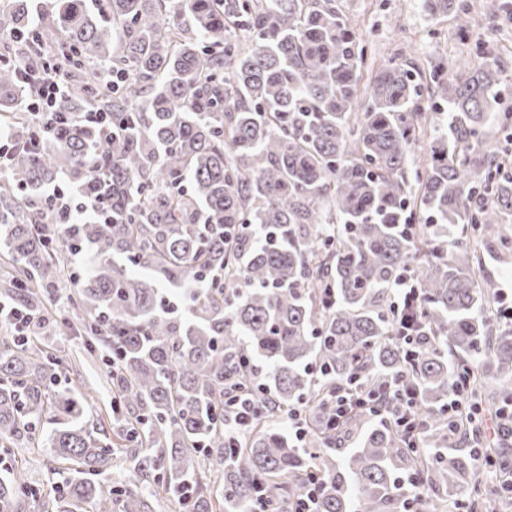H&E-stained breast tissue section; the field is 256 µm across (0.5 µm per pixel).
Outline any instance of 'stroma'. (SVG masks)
I'll return each instance as SVG.
<instances>
[{
  "label": "stroma",
  "instance_id": "stroma-1",
  "mask_svg": "<svg viewBox=\"0 0 512 512\" xmlns=\"http://www.w3.org/2000/svg\"><path fill=\"white\" fill-rule=\"evenodd\" d=\"M357 35L366 46V59L385 63L413 55L421 71L440 60L466 56L487 57L500 62L512 75V0H467L472 16L468 35H461L452 17L426 15L420 0H337ZM80 342L71 338L58 344L57 356L68 362V377L90 397L87 418L97 424L103 436H111L112 425L105 412L112 390L105 382L99 357L77 360ZM27 463L34 488L49 490L52 476L50 455L45 448L0 450V476L14 463Z\"/></svg>",
  "mask_w": 512,
  "mask_h": 512
}]
</instances>
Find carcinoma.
Returning a JSON list of instances; mask_svg holds the SVG:
<instances>
[{"instance_id": "1", "label": "carcinoma", "mask_w": 512, "mask_h": 512, "mask_svg": "<svg viewBox=\"0 0 512 512\" xmlns=\"http://www.w3.org/2000/svg\"><path fill=\"white\" fill-rule=\"evenodd\" d=\"M31 2L0 0V246L14 269L0 287L34 316L46 289H78L72 315L103 352L117 425L112 443L89 426L41 332L0 336V443L50 449L53 512H154L188 481L177 512H214L217 497L224 512H289L312 476L316 512H402L410 473L422 512H478L461 498L478 460L495 470L492 504L512 509L505 441L448 423L460 376L481 415L512 402V329L481 274L483 252L512 258L497 232L512 175L489 149L504 67L452 58L425 81L401 58L365 80L335 0H55L38 33ZM421 5L468 32L458 0ZM53 67L65 87L43 133L28 81ZM61 181L84 207L68 243L45 192ZM413 202L425 219L404 233ZM83 248L92 264L69 279ZM411 265L420 298L396 310L389 290ZM160 286L179 289L188 320L168 316ZM405 333L426 341L413 358ZM241 359L264 365L269 393L236 433L224 397ZM395 383L415 392L418 447L362 408L327 427L336 388ZM294 409L301 445L279 431ZM467 433L482 456L453 447ZM118 463L132 481L110 489L100 477ZM214 465L216 491L199 479ZM34 496L25 467L0 477V512Z\"/></svg>"}]
</instances>
